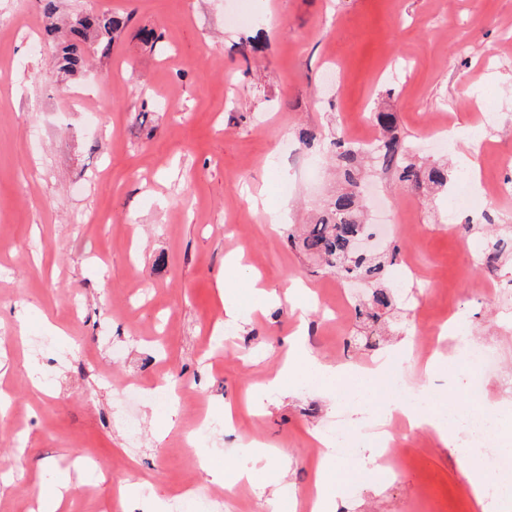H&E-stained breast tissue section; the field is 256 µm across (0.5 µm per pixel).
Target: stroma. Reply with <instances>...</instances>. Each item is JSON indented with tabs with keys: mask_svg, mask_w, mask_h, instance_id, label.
Here are the masks:
<instances>
[{
	"mask_svg": "<svg viewBox=\"0 0 512 512\" xmlns=\"http://www.w3.org/2000/svg\"><path fill=\"white\" fill-rule=\"evenodd\" d=\"M70 19L88 7L131 15L110 57L67 77L52 62L39 0H0V512H37L41 490L93 479L69 512H150L156 500L196 512L181 497L191 479L223 498L224 512H267L278 495L288 512H307V492L323 452L313 434L335 423L362 436L391 392L355 399L318 383L269 393L262 414L247 392L275 377L283 342L300 322L319 358L363 365L417 338L462 321L438 342L441 371L410 374L435 408H470L457 382L460 346H487L495 365L482 397L512 401V256L487 269L482 248L512 245V198L487 201L476 215L453 194L401 188L378 164L363 173L368 196L388 217L391 235L368 230L380 250L410 259L409 274L384 336L355 348L354 304L364 288L289 248L286 228L312 221L336 191L329 140L378 138L376 112H391L417 162L451 173L505 178L495 154L512 155V110L477 131L490 102L512 100V0H57ZM155 31L146 43L142 30ZM255 49L240 52L245 41ZM453 121L458 142L434 146V124ZM318 140L307 156L313 177L291 178L282 157L298 129ZM476 150L464 149L467 140ZM282 211L271 224L252 200ZM246 268L233 300L247 312L227 322L219 286L227 255ZM280 294L251 312L246 281ZM303 281L314 296L285 293ZM232 326L224 349L214 341ZM58 327L61 360L28 350V339ZM44 390L31 393L29 376ZM174 384L157 391L160 379ZM153 401L128 406L132 384ZM231 426L203 447L188 433L200 412ZM134 420L136 432L126 422ZM267 448L254 485L225 491L204 461L238 457L249 441ZM405 453L394 475L336 462L345 512H498L480 510L464 476L471 455L441 446L428 429H398ZM143 491L119 505L125 482Z\"/></svg>",
	"mask_w": 512,
	"mask_h": 512,
	"instance_id": "35a3bbf8",
	"label": "stroma"
}]
</instances>
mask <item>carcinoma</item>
<instances>
[{"mask_svg":"<svg viewBox=\"0 0 512 512\" xmlns=\"http://www.w3.org/2000/svg\"><path fill=\"white\" fill-rule=\"evenodd\" d=\"M131 21V17L110 12H91L77 16L63 28L51 25L49 32L58 40L55 63L64 74L80 72L92 55L107 57L112 51V42ZM377 120L384 137L372 149L381 167L393 172L406 188L419 191L424 188H448L451 175L448 168L439 164L423 166L409 158L403 139L397 129L395 116L391 112L378 113ZM330 145L350 189L330 198L315 223L308 225L303 234L288 235L291 244L311 257L325 262L332 271L343 277H356L364 281L371 294L366 309L356 311L368 319L379 318V311L393 304L391 290L383 283L388 263L384 253L359 255L354 252V241L365 234L366 204L358 190L359 169L357 166L362 149L355 148L341 139H332Z\"/></svg>","mask_w":512,"mask_h":512,"instance_id":"1","label":"carcinoma"}]
</instances>
